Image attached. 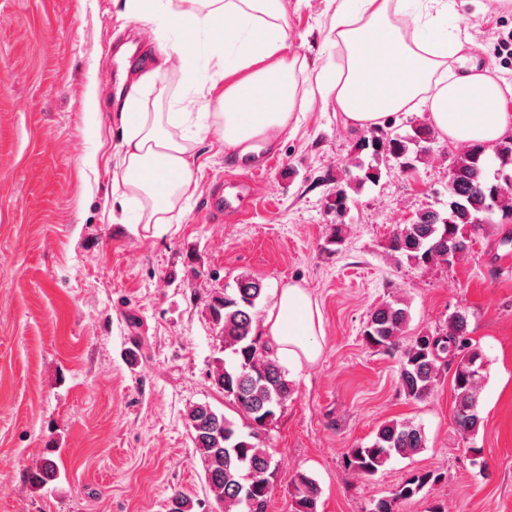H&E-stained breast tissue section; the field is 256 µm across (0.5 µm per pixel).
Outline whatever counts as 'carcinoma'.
I'll list each match as a JSON object with an SVG mask.
<instances>
[{"label": "carcinoma", "instance_id": "obj_1", "mask_svg": "<svg viewBox=\"0 0 512 512\" xmlns=\"http://www.w3.org/2000/svg\"><path fill=\"white\" fill-rule=\"evenodd\" d=\"M392 126L389 122L356 142L352 166L358 174L337 183L330 196L329 212L334 224L331 243L341 240L349 191L378 181L381 165L392 159L412 168L428 152L432 141L428 126L418 125L405 135L393 131ZM489 151L499 170L512 167V137L492 146L471 145L458 153L448 168V210L418 211L410 223L395 229L389 250L419 266L446 264L448 256L458 261L468 253L470 240L462 233L464 227L492 224L496 216L499 223L512 224V179H487ZM262 292L260 279L243 274L232 292L212 296L207 305L213 330L228 353V358L214 360L210 377L248 421L249 432L240 431L233 420L206 403L193 404L186 412L191 440L219 512H266L277 463L268 459L259 446L260 432L275 420L277 411L294 393L293 382L257 331V305ZM409 320L404 300L382 302L371 310L363 340L373 349H388L406 332ZM483 366L485 357L469 336L466 313L456 311L449 315L445 328L413 337L402 354L399 382L406 397L419 400L430 393L441 373L453 370L454 420L469 439L482 424L478 399L484 375L475 373V369ZM425 447L419 425L392 419L377 428L368 445L350 449L345 463L356 474L373 477L393 458H411ZM56 473V462L44 457L29 470V482L38 490ZM441 479L442 475L430 471L417 472L396 488L392 498L377 500L370 512H394L395 502L409 500ZM319 496L316 480L305 471L296 472L294 512H318ZM193 508L192 500L179 492L169 498L168 512H192Z\"/></svg>", "mask_w": 512, "mask_h": 512}]
</instances>
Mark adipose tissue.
<instances>
[{"mask_svg":"<svg viewBox=\"0 0 512 512\" xmlns=\"http://www.w3.org/2000/svg\"><path fill=\"white\" fill-rule=\"evenodd\" d=\"M335 3L326 40L338 61L316 69L290 49L283 0H125L128 16L152 24L156 49L152 68L115 99L123 157L112 184L135 208L137 223L168 232L177 204L198 189L188 113L147 109L158 78L171 70L197 94L212 96L213 124L229 149L275 139L317 101L334 104L358 131L423 112L457 144L512 136V83L463 55L459 35L442 34L446 0ZM173 17L205 35L203 49L171 40ZM260 330L289 368L322 355V312L300 284L278 288Z\"/></svg>","mask_w":512,"mask_h":512,"instance_id":"adipose-tissue-1","label":"adipose tissue"}]
</instances>
